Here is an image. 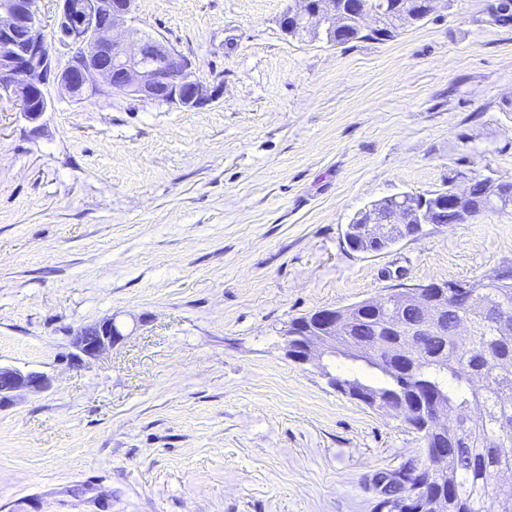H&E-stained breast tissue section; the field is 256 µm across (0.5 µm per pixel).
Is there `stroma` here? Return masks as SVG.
<instances>
[{"label": "stroma", "mask_w": 512, "mask_h": 512, "mask_svg": "<svg viewBox=\"0 0 512 512\" xmlns=\"http://www.w3.org/2000/svg\"><path fill=\"white\" fill-rule=\"evenodd\" d=\"M290 0H136L135 25L224 83L195 111L0 92V512H375L426 456L394 413L299 365L297 317L512 262V211L370 254L371 202L512 180V0H441L388 41L289 36ZM107 318L124 338L71 343ZM124 334L112 318L82 327L72 336V344L84 355L94 357L123 340ZM50 385L49 377L39 371H23L0 365V407L12 400L13 394L20 391L41 392Z\"/></svg>", "instance_id": "stroma-1"}]
</instances>
